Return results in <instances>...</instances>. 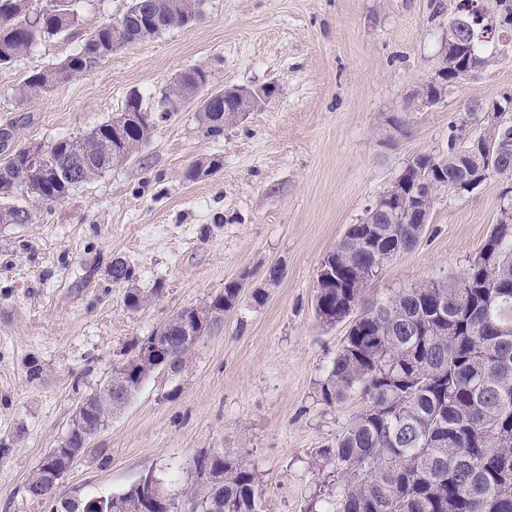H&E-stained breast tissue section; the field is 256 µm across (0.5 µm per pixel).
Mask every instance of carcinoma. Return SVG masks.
<instances>
[{"mask_svg":"<svg viewBox=\"0 0 512 512\" xmlns=\"http://www.w3.org/2000/svg\"><path fill=\"white\" fill-rule=\"evenodd\" d=\"M80 0H46L31 10V0H0V71L9 69L32 46L80 25ZM205 0H132L123 15L121 41L114 42L113 21L100 24L81 48L53 66L32 72L17 88L26 103L71 79L95 71L117 48L152 39L165 30L199 19ZM501 26H512V0H494ZM461 42L486 64L487 35L469 27ZM210 84L198 68L185 70L161 93L159 106L198 99ZM237 102L216 90L198 112L210 136L224 133ZM154 124L143 112L138 92L127 96L120 116L75 137L57 140L41 158L29 163L12 144L10 129H0V224H30L27 199L60 202L83 183L126 162L151 137ZM83 165L73 170L71 158ZM408 169L404 198L425 192L420 172L439 171L448 183L462 176L463 160L454 141L448 153L423 155ZM219 167L216 160L194 163L184 177L195 180ZM424 225L389 221L352 224L321 263L315 313L334 325L351 320L344 344L321 385L322 400L333 405L359 393L365 406L326 450L336 461L341 482L336 512H512V223H498L471 261L450 281H432L402 290L385 302L361 307L368 283L381 270L378 260L411 251ZM112 283L128 286L124 305L139 310L147 300L135 268L117 258L109 269ZM238 283L207 303L182 310L165 325L172 347L162 363L139 371L147 378L171 364H187L184 326L201 332L223 320L238 303ZM90 408L74 415L67 446L50 450L53 470L37 467L27 483L29 497L60 506L53 512H140L144 491L132 484L121 494L75 502L60 497L58 487L70 469L69 449L79 446L88 425H105L115 408L108 391L85 398ZM198 512H264L256 472L222 448L194 461Z\"/></svg>","mask_w":512,"mask_h":512,"instance_id":"1","label":"carcinoma"}]
</instances>
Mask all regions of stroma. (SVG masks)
Here are the masks:
<instances>
[{"instance_id": "obj_1", "label": "stroma", "mask_w": 512, "mask_h": 512, "mask_svg": "<svg viewBox=\"0 0 512 512\" xmlns=\"http://www.w3.org/2000/svg\"><path fill=\"white\" fill-rule=\"evenodd\" d=\"M129 5L83 0L81 28L0 72V125L16 120L15 145L83 134L133 91L156 106L183 68L205 70L218 87L274 91L218 137L194 108L175 113L131 161L64 201L31 202L33 223L0 224V512H44L26 484L80 401L107 384L130 341L233 280L246 285L237 306L184 369L143 383L60 494H116L152 471L180 506L198 486L194 458L221 448L257 471L265 512H336V466L323 451L361 402L321 398L348 325L316 318L319 267L409 160L447 153L460 132L493 121L490 105L512 94V30H496L497 55L422 109L413 93L433 72L456 0H206L196 23L18 102L15 88L32 71L75 52ZM213 158L220 169L184 179L188 165ZM502 189L492 178L440 192L417 247L385 264L365 304L455 279L497 224ZM116 258L137 271L149 297L140 310L125 307L124 287L108 275ZM273 267L282 271L274 282Z\"/></svg>"}]
</instances>
